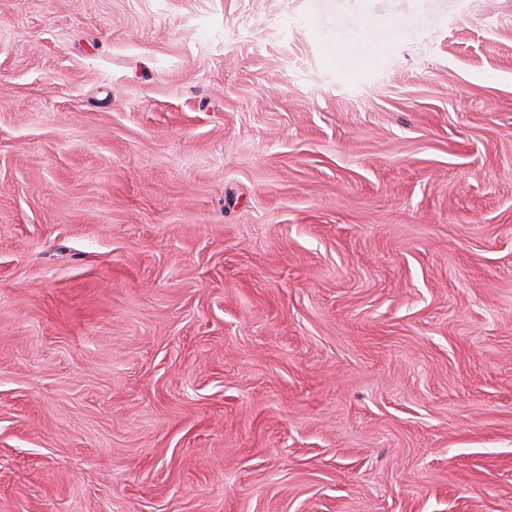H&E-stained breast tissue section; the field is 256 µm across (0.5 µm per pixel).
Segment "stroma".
Segmentation results:
<instances>
[{
    "mask_svg": "<svg viewBox=\"0 0 512 512\" xmlns=\"http://www.w3.org/2000/svg\"><path fill=\"white\" fill-rule=\"evenodd\" d=\"M0 512H512V0H0Z\"/></svg>",
    "mask_w": 512,
    "mask_h": 512,
    "instance_id": "stroma-1",
    "label": "stroma"
}]
</instances>
